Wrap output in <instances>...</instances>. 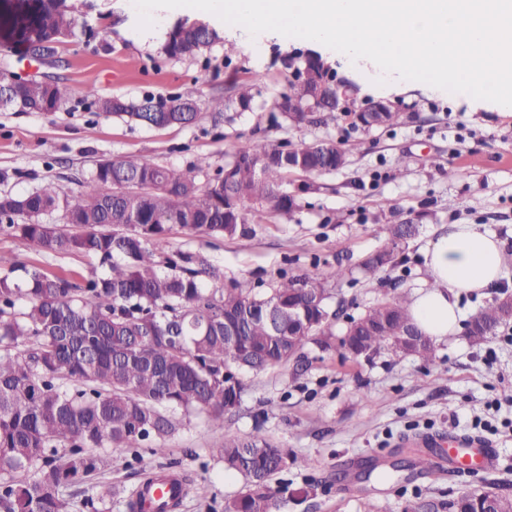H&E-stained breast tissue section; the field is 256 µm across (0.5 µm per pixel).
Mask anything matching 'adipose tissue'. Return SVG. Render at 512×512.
I'll return each instance as SVG.
<instances>
[{"mask_svg": "<svg viewBox=\"0 0 512 512\" xmlns=\"http://www.w3.org/2000/svg\"><path fill=\"white\" fill-rule=\"evenodd\" d=\"M428 281L411 297L417 325L435 341L460 328L463 295L491 288L501 279L504 246L477 224H455L423 251Z\"/></svg>", "mask_w": 512, "mask_h": 512, "instance_id": "1", "label": "adipose tissue"}]
</instances>
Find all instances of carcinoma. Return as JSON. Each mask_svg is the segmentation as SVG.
Wrapping results in <instances>:
<instances>
[{"instance_id":"obj_1","label":"carcinoma","mask_w":512,"mask_h":512,"mask_svg":"<svg viewBox=\"0 0 512 512\" xmlns=\"http://www.w3.org/2000/svg\"><path fill=\"white\" fill-rule=\"evenodd\" d=\"M75 27L65 0H33L13 20V42L29 53H54ZM217 38L206 23L181 21L165 52L193 54ZM288 68L292 78L272 111L296 127L324 122L321 113L336 111V76L317 55L291 59ZM1 83L10 95L0 109L58 112L70 95L58 81H12L0 73ZM85 95L101 112L154 127L189 124L203 109L246 112L254 99L250 83L228 99H204L194 86L139 101L94 88ZM367 108L353 100L342 112L369 129ZM346 162L347 149L333 140L255 139L212 173L205 158L185 170L145 158L104 159L73 194L49 182L25 196L0 195V214L9 220L0 230L44 253L91 254L109 265L105 275L93 272L76 283L36 270L17 276V262L0 255V512H64L66 493L79 499L82 512H105L112 488L93 496L77 486L110 465L106 450L154 440L152 452L162 455L160 441L195 415L224 427L242 400L241 374L299 364L309 345L340 348L354 360L387 351L435 363V343L413 322L405 289H391L337 329L333 289L317 274L282 276L257 291L246 281L223 285L224 269L200 253L157 252L174 225L187 235L234 237L258 213L285 218L298 206L288 175L312 184ZM54 211L76 229L43 223ZM384 231L387 246L360 263L372 278L397 265L390 245L416 227L392 224ZM511 297L505 292L470 317L471 344L512 321ZM215 453L247 480L224 512H279L288 498L272 491V477L290 464L307 466L259 429L248 437L224 433ZM159 478L186 488L174 472L155 474L133 492L131 509L144 497L142 487ZM488 495L465 489L446 502H408L402 512H484Z\"/></svg>"}]
</instances>
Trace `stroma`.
Here are the masks:
<instances>
[{
    "label": "stroma",
    "instance_id": "obj_1",
    "mask_svg": "<svg viewBox=\"0 0 512 512\" xmlns=\"http://www.w3.org/2000/svg\"><path fill=\"white\" fill-rule=\"evenodd\" d=\"M67 4L77 18L76 35L59 46L53 62L29 57L0 31V73L57 78L71 89L58 112H0V194H29L48 181L74 193L102 159L141 157L184 169L205 156L217 167L257 138L293 145L332 139L349 148L348 166L319 177L314 192L302 191L300 178H292L298 206L288 219L255 216L247 234L234 238L189 236L175 228L161 252L204 253L223 268L225 281L244 280L265 290L280 277L302 271L334 277L338 264L358 263L385 246L382 225L417 224V234L401 246L396 267L371 283L360 278L337 285L346 314L354 316L390 289L412 292L425 286L422 250L436 232L454 224H480L505 249L501 286L488 296L512 293V112L404 80L389 96L399 114L391 127L365 130L341 116L297 128L273 117L269 107L286 83L284 57L311 52L312 44L275 32L253 37L192 8L159 10L158 26L141 31L133 0ZM182 19L209 23L219 41L191 55L167 56L166 34ZM104 28L110 31L105 42L98 38ZM324 59L358 86L359 99H373L379 68L337 51ZM242 82L254 86L253 111H203L191 125L166 128L99 112L84 95L92 86L104 96L139 100L193 85L203 97H228ZM403 167L408 170L404 177L399 174ZM450 167L458 169L456 178L448 177ZM0 253L75 282L106 271L98 257L47 255L6 230L0 231ZM436 356L432 365L388 352L356 361L338 351L308 348L302 366L245 374L246 391L223 429L198 416L183 420L166 437L165 456L145 448L110 449V466L93 482L116 488L110 512H128L130 492L163 467L192 481L180 512H224L225 502L243 491L245 480L225 470L211 448L225 433L247 436L259 429L288 455L308 461L273 478L272 489L308 492L304 500L288 501L282 512H402L408 500H444L491 483L512 492V323L479 346L462 333L449 335L437 343ZM451 436L477 437L497 448V468L463 477L451 475L444 465L429 472L392 470L400 457L416 460L426 441ZM366 459L374 460L385 478L366 476L361 468ZM200 484L207 486V498L197 495Z\"/></svg>",
    "mask_w": 512,
    "mask_h": 512
}]
</instances>
